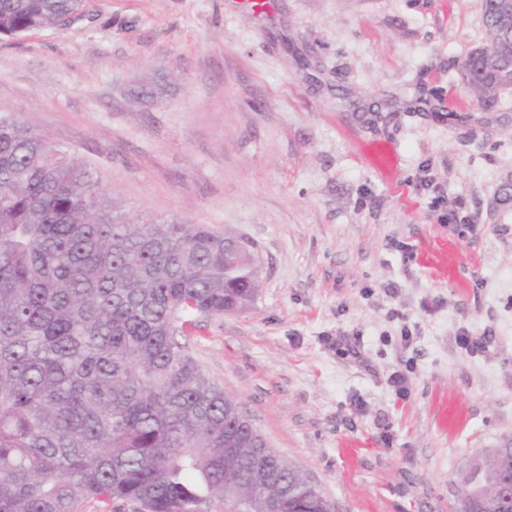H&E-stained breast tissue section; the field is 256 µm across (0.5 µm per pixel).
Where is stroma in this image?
<instances>
[{
  "label": "stroma",
  "instance_id": "stroma-1",
  "mask_svg": "<svg viewBox=\"0 0 512 512\" xmlns=\"http://www.w3.org/2000/svg\"><path fill=\"white\" fill-rule=\"evenodd\" d=\"M484 42L481 0H88L0 37V112L131 213L250 247L254 304L189 349L338 512H453L512 446V94L483 109L459 75Z\"/></svg>",
  "mask_w": 512,
  "mask_h": 512
}]
</instances>
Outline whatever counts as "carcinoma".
<instances>
[{
	"label": "carcinoma",
	"mask_w": 512,
	"mask_h": 512,
	"mask_svg": "<svg viewBox=\"0 0 512 512\" xmlns=\"http://www.w3.org/2000/svg\"><path fill=\"white\" fill-rule=\"evenodd\" d=\"M87 0H0V36L80 18ZM459 72L486 105L512 39L484 24ZM206 224L130 215L94 171L0 113V512H280L334 505L190 354L199 319L246 310L259 279ZM512 512V448L482 458L456 512Z\"/></svg>",
	"instance_id": "obj_1"
}]
</instances>
